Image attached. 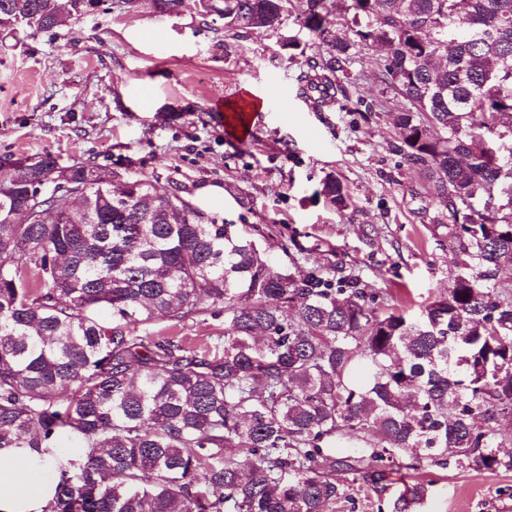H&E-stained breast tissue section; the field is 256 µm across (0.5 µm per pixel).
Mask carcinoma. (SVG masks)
<instances>
[{
    "instance_id": "carcinoma-1",
    "label": "carcinoma",
    "mask_w": 512,
    "mask_h": 512,
    "mask_svg": "<svg viewBox=\"0 0 512 512\" xmlns=\"http://www.w3.org/2000/svg\"><path fill=\"white\" fill-rule=\"evenodd\" d=\"M101 2L0 0V30ZM292 2L199 15L277 32ZM296 21L327 46L321 93L354 45L387 46L378 78L408 102L395 149L447 210L453 288L389 311L356 277L273 266L238 225L145 180L50 153L0 161V460L63 437L83 449L44 512H326L349 477L386 491L388 466L512 470V0H305ZM322 192L346 206L335 176ZM220 311L199 347L152 328Z\"/></svg>"
}]
</instances>
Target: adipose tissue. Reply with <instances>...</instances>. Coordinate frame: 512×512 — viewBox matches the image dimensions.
<instances>
[{"label": "adipose tissue", "instance_id": "ef3b65f1", "mask_svg": "<svg viewBox=\"0 0 512 512\" xmlns=\"http://www.w3.org/2000/svg\"><path fill=\"white\" fill-rule=\"evenodd\" d=\"M53 491L50 472L24 450L0 465V512H43Z\"/></svg>", "mask_w": 512, "mask_h": 512}]
</instances>
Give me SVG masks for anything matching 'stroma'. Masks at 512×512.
<instances>
[{"instance_id":"stroma-1","label":"stroma","mask_w":512,"mask_h":512,"mask_svg":"<svg viewBox=\"0 0 512 512\" xmlns=\"http://www.w3.org/2000/svg\"><path fill=\"white\" fill-rule=\"evenodd\" d=\"M291 37L297 46H286ZM319 50L291 19L277 32L225 33L202 20L196 0L175 15L150 0L130 12L104 0L48 31L2 33L0 157L90 160L185 198L222 187L224 203L208 216L252 233L273 265L302 272L318 262L358 275L387 307L419 312L451 288V254L440 206L395 150V117L407 103L378 79L379 49L360 44L340 90L308 89L307 62ZM271 79L295 108L290 118L266 99ZM245 97L264 108L243 133L215 107ZM331 173L348 191L346 209L321 193ZM417 481L428 494L413 512H512V471L452 466L394 471L384 495L348 483L328 510L384 512Z\"/></svg>"}]
</instances>
